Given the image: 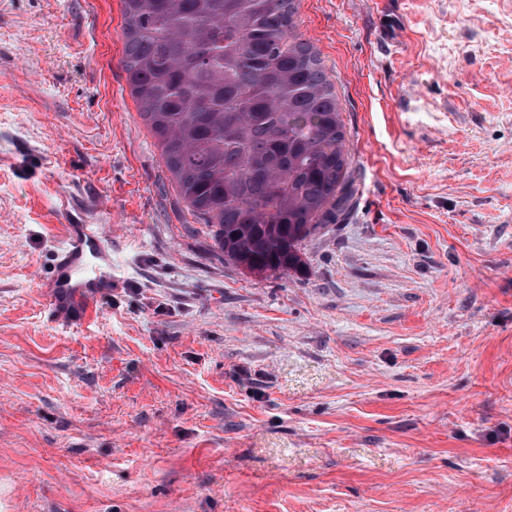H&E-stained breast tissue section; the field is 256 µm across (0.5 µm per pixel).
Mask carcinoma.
Returning <instances> with one entry per match:
<instances>
[{
	"label": "carcinoma",
	"mask_w": 512,
	"mask_h": 512,
	"mask_svg": "<svg viewBox=\"0 0 512 512\" xmlns=\"http://www.w3.org/2000/svg\"><path fill=\"white\" fill-rule=\"evenodd\" d=\"M123 68L188 210L224 262L261 278L305 267L351 208L334 83L296 0H121Z\"/></svg>",
	"instance_id": "obj_1"
}]
</instances>
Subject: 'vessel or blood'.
<instances>
[{
	"instance_id": "1",
	"label": "vessel or blood",
	"mask_w": 512,
	"mask_h": 512,
	"mask_svg": "<svg viewBox=\"0 0 512 512\" xmlns=\"http://www.w3.org/2000/svg\"><path fill=\"white\" fill-rule=\"evenodd\" d=\"M111 283V244L103 242L96 225H68L59 271L49 285L52 307L65 316L81 317L83 303L93 301Z\"/></svg>"
}]
</instances>
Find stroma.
<instances>
[{
    "instance_id": "1",
    "label": "stroma",
    "mask_w": 512,
    "mask_h": 512,
    "mask_svg": "<svg viewBox=\"0 0 512 512\" xmlns=\"http://www.w3.org/2000/svg\"><path fill=\"white\" fill-rule=\"evenodd\" d=\"M120 0H0V512H512V0H299L356 176L306 275L225 264ZM98 224L84 320L47 283ZM59 255V271L47 287L51 306L78 318L84 310L73 301L89 303L112 284V244L103 242L95 224H68Z\"/></svg>"
}]
</instances>
